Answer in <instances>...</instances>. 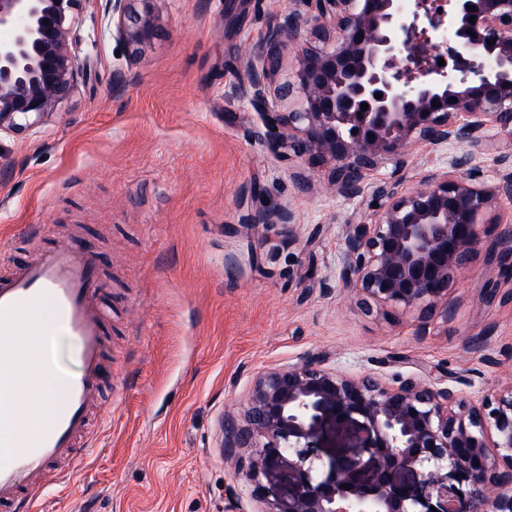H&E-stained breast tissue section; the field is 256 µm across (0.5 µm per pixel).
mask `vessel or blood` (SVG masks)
<instances>
[{"instance_id": "1", "label": "vessel or blood", "mask_w": 512, "mask_h": 512, "mask_svg": "<svg viewBox=\"0 0 512 512\" xmlns=\"http://www.w3.org/2000/svg\"><path fill=\"white\" fill-rule=\"evenodd\" d=\"M98 254L69 240L42 248L33 258L9 261L0 274V391L15 384L10 366L26 315L42 303L54 311L58 331L76 346L78 370L62 375V402L46 424L25 432L12 425L10 405L0 406V512H27L49 479H61L86 459L79 438L92 435L90 415L106 389L105 333Z\"/></svg>"}]
</instances>
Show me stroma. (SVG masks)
<instances>
[{
  "instance_id": "obj_1",
  "label": "stroma",
  "mask_w": 512,
  "mask_h": 512,
  "mask_svg": "<svg viewBox=\"0 0 512 512\" xmlns=\"http://www.w3.org/2000/svg\"><path fill=\"white\" fill-rule=\"evenodd\" d=\"M288 3L238 0L228 19L224 0H158L163 34L132 57L117 55L100 0H81L80 55L97 83L0 131V254L79 231L112 309L100 429L38 512H261L224 457V414L257 374L310 356L391 386L472 370L479 392L512 383V267L478 254L425 327L415 310H364L336 256L349 227L373 221L369 200L299 192L304 160L279 159L249 99L225 97L244 79L240 47ZM251 205L290 207L295 225L251 229Z\"/></svg>"
}]
</instances>
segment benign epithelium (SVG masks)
Returning <instances> with one entry per match:
<instances>
[{
  "mask_svg": "<svg viewBox=\"0 0 512 512\" xmlns=\"http://www.w3.org/2000/svg\"><path fill=\"white\" fill-rule=\"evenodd\" d=\"M80 2L0 0V128L26 129L95 80L78 56ZM102 2L128 53L159 37L157 0ZM304 2L309 13L288 10L241 54L246 78L228 94L260 108L257 137L280 159L328 169L329 188L344 198L368 190L379 202L374 223L346 232L345 287L367 307L419 310L424 334L480 250L501 265L512 259V230L491 240L483 230L492 206L512 200V146L489 139L512 125V0H444L442 11L432 0ZM445 29L452 74L432 63ZM307 31L326 49L304 51L296 81L277 89L281 99L303 97V110L281 111L266 84ZM482 141L492 169L463 153L405 186L413 144ZM387 165L388 176L364 188ZM245 221L291 225L294 213L258 207ZM473 385L387 387L316 358L269 369L254 380L242 422L227 415L224 457L263 512H512V385L479 399ZM328 422L355 423L367 445L353 457L324 452L317 431Z\"/></svg>",
  "mask_w": 512,
  "mask_h": 512,
  "instance_id": "7a95c632",
  "label": "benign epithelium"
}]
</instances>
